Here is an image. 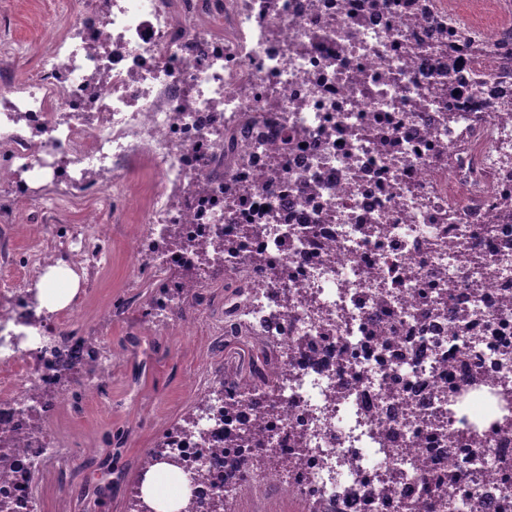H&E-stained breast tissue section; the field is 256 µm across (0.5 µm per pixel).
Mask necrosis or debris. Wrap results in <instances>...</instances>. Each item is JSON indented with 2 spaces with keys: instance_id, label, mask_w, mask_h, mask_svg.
Instances as JSON below:
<instances>
[{
  "instance_id": "1",
  "label": "necrosis or debris",
  "mask_w": 512,
  "mask_h": 512,
  "mask_svg": "<svg viewBox=\"0 0 512 512\" xmlns=\"http://www.w3.org/2000/svg\"><path fill=\"white\" fill-rule=\"evenodd\" d=\"M228 131L244 156L224 159ZM0 154L16 208L105 171L136 253L169 224L236 241L209 257L235 286L224 322L281 353L283 405L262 419L253 388L215 381L199 425L163 434L192 506L241 512L259 483L310 512H512V0H79L0 90ZM102 221L35 225L26 266L105 264ZM27 284L0 280V364L23 366L0 381L5 512H39L29 482L58 453L28 418L63 356L29 334L84 348ZM459 398L495 412L462 427ZM259 445L278 466L233 476Z\"/></svg>"
}]
</instances>
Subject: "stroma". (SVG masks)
<instances>
[{
    "mask_svg": "<svg viewBox=\"0 0 512 512\" xmlns=\"http://www.w3.org/2000/svg\"><path fill=\"white\" fill-rule=\"evenodd\" d=\"M68 14L58 0H0V85L24 80L33 58L14 54L15 46H36L60 31ZM81 208L51 213L16 212L13 225L0 229V258L10 274H22L31 240L15 231L19 224H57L72 229ZM130 206L116 201L105 217L108 263L90 273L77 272L78 307L71 320L86 345L110 351L112 372L96 392L85 390V378L74 375L51 396L58 410L48 426L62 449H88L81 464L60 479L44 466L32 485L39 512H129L131 490L143 458L167 429L184 424L202 394L209 374H247L251 347L245 340L215 332L224 320V273H212L202 300H189L188 311L206 316L172 330L146 316L144 309L156 283L142 274L134 241L137 227Z\"/></svg>",
    "mask_w": 512,
    "mask_h": 512,
    "instance_id": "stroma-1",
    "label": "stroma"
}]
</instances>
